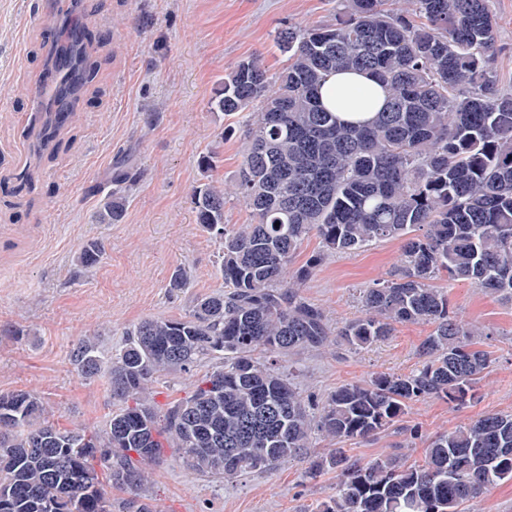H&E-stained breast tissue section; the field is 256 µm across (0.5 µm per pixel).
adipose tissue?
<instances>
[{"label": "adipose tissue", "instance_id": "obj_1", "mask_svg": "<svg viewBox=\"0 0 512 512\" xmlns=\"http://www.w3.org/2000/svg\"><path fill=\"white\" fill-rule=\"evenodd\" d=\"M323 107L346 122L371 121L386 103V92L372 75L342 71L327 77L319 90Z\"/></svg>", "mask_w": 512, "mask_h": 512}]
</instances>
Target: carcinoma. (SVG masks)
<instances>
[{
	"instance_id": "obj_1",
	"label": "carcinoma",
	"mask_w": 512,
	"mask_h": 512,
	"mask_svg": "<svg viewBox=\"0 0 512 512\" xmlns=\"http://www.w3.org/2000/svg\"><path fill=\"white\" fill-rule=\"evenodd\" d=\"M405 2L340 0L334 22L278 32L288 53L278 74L253 56L224 75L215 108L257 107L234 181L192 195L196 222L219 243L224 290L182 317L141 320L110 354L79 339L72 365L86 378L105 373L115 403L102 429L59 425L33 392L0 394V512H156L149 468L169 449L226 482L303 460L305 480L336 477L318 512H472L512 480L511 412L434 435L418 461L311 452L319 437L341 444L399 426L416 402L466 403L491 363L477 348L485 331L456 314L437 279L512 301V89L492 67L491 0ZM57 53L79 66L82 39ZM339 69L387 87L389 105L370 124L345 125L319 105ZM228 192L252 223H224ZM122 213L110 200L99 219L117 224ZM312 234L338 253L401 242L395 270L362 290L352 320L331 324L302 293L322 255L292 261ZM101 253L87 243L77 262L93 267ZM403 323L433 326L419 367L342 385L320 405L274 364L339 342L368 348ZM206 358L221 364L200 376ZM173 372L189 391L163 410L155 387Z\"/></svg>"
}]
</instances>
